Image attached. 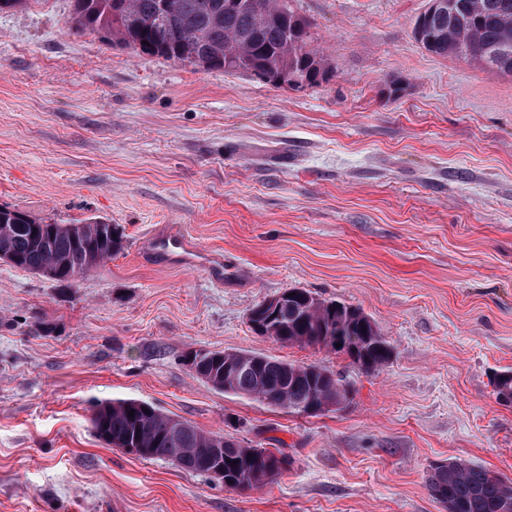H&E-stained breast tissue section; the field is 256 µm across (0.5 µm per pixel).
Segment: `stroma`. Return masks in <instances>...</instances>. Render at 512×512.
<instances>
[{
    "label": "stroma",
    "mask_w": 512,
    "mask_h": 512,
    "mask_svg": "<svg viewBox=\"0 0 512 512\" xmlns=\"http://www.w3.org/2000/svg\"><path fill=\"white\" fill-rule=\"evenodd\" d=\"M290 4L319 86L133 55L74 29L72 0L0 14V205L124 237L66 287L0 262V512H444L432 463L512 480L493 384L512 370V77L422 48L428 0ZM158 224L223 252V285L144 258ZM294 287L361 308L390 360L256 334L250 309ZM192 349L320 365L350 404L304 417L216 390ZM118 399L290 465L243 492L123 454L91 425Z\"/></svg>",
    "instance_id": "1"
}]
</instances>
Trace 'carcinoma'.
<instances>
[{"label": "carcinoma", "mask_w": 512, "mask_h": 512, "mask_svg": "<svg viewBox=\"0 0 512 512\" xmlns=\"http://www.w3.org/2000/svg\"><path fill=\"white\" fill-rule=\"evenodd\" d=\"M260 8L227 4V0H73L72 25L103 35L115 46L138 55L162 57L204 70L242 71L280 86L315 87L330 69L313 48L309 22L289 0H259ZM414 35L432 55L467 59L503 76H512V0H454L451 12L417 17ZM14 266L32 273L53 271L51 280L66 284L120 253L123 239L96 224H59L36 219L0 205V249ZM292 296L269 325L282 345L322 347L345 355L369 373L383 367L391 351L378 340L371 319L348 314V305L326 301L305 288ZM341 347H336V344ZM204 369L212 386L252 398L268 407L306 417L319 416L316 405L337 395L336 375L314 364H296L248 351L189 350L184 362ZM497 401L512 405V372L494 379ZM134 417H129V412ZM150 403L114 400L95 407L92 428L112 439V447L164 459L191 473L206 475L208 450L220 449L224 485L242 491L259 489L281 474L288 459L278 450L231 441L220 432L204 431ZM432 497L445 512H504L512 507V482L471 462L441 461L427 478Z\"/></svg>", "instance_id": "1"}]
</instances>
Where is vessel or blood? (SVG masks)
Segmentation results:
<instances>
[{"mask_svg":"<svg viewBox=\"0 0 512 512\" xmlns=\"http://www.w3.org/2000/svg\"><path fill=\"white\" fill-rule=\"evenodd\" d=\"M145 254L160 263L174 266L203 267L215 283L224 281V257L203 253L184 228L169 224L156 230L144 243Z\"/></svg>","mask_w":512,"mask_h":512,"instance_id":"b4317fda","label":"vessel or blood"}]
</instances>
